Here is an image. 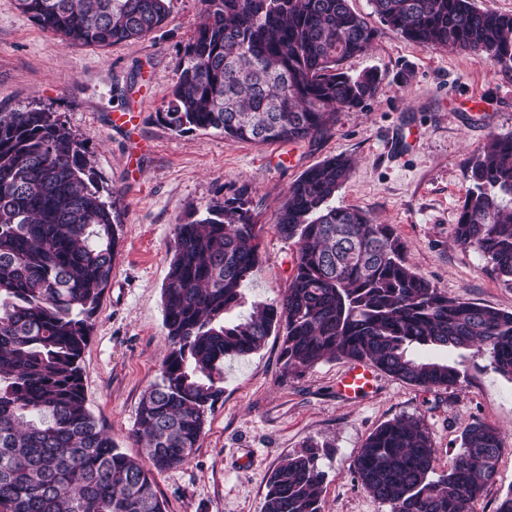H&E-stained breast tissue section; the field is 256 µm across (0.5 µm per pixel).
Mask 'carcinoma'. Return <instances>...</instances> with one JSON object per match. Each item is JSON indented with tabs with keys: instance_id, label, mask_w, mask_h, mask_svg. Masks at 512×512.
<instances>
[{
	"instance_id": "cac0c4a2",
	"label": "carcinoma",
	"mask_w": 512,
	"mask_h": 512,
	"mask_svg": "<svg viewBox=\"0 0 512 512\" xmlns=\"http://www.w3.org/2000/svg\"><path fill=\"white\" fill-rule=\"evenodd\" d=\"M158 120L182 134L215 130L267 144L329 135L336 114L377 93L374 70L343 62L375 36L349 0H203ZM384 24L417 44L512 66V15L474 0H371ZM75 47L141 39L168 19L167 0H18ZM354 168L326 159L288 187L275 231L294 241L280 299L247 303L261 257L240 198L177 224L162 288L167 352L130 438L152 469L120 451L86 408L80 361L112 278L119 215L79 139L45 108L0 112V512H164L151 470L184 465L207 411L224 396V359L282 336L284 376L321 361L372 364L408 385L452 388L457 364L433 349L474 350L512 380V312L452 298L417 273L387 224L333 199ZM455 242L512 286V134H492L466 169ZM501 433L475 424L448 470L425 425L396 418L360 448L355 474L390 512H474L495 477ZM317 445L270 475L262 512H321Z\"/></svg>"
}]
</instances>
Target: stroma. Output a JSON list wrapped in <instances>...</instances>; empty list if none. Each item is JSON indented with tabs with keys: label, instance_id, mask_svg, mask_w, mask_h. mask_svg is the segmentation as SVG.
I'll return each mask as SVG.
<instances>
[{
	"label": "stroma",
	"instance_id": "1",
	"mask_svg": "<svg viewBox=\"0 0 512 512\" xmlns=\"http://www.w3.org/2000/svg\"><path fill=\"white\" fill-rule=\"evenodd\" d=\"M349 4L376 35L343 68L378 71L375 98L339 112L324 138L257 145L213 130L178 135L157 120L201 20V0H171L160 29L105 49L69 46L32 22L17 0H0V112H56L84 140L120 217L112 281L81 366L88 410L129 455L139 453L130 433L166 350L161 292L174 227L239 190L247 192L262 256L246 285L248 301L272 302L288 286L296 246L274 230L288 186L324 159L346 155L355 168L336 205L391 225L409 264L448 296L512 312V287L488 271L476 250L453 241L470 187L466 166L489 135L512 133V68L415 44L380 23L370 0ZM116 111L142 113V126L112 127ZM411 131L417 139L409 144ZM280 344L272 335L259 351L225 361L224 396L207 413L199 448L185 465L154 475L165 512H261L271 472L311 441L327 446L318 461L325 473L322 512H390L357 481L354 462L365 439L399 417L423 420L443 470L468 427L498 429L496 481L475 512H495L512 490V380L494 372L484 355L465 353L455 389L424 390L381 372L369 393L347 398L336 380L348 360L323 361L286 378Z\"/></svg>",
	"mask_w": 512,
	"mask_h": 512
}]
</instances>
